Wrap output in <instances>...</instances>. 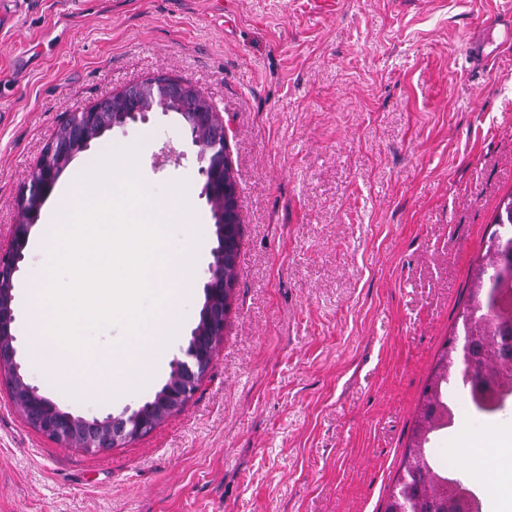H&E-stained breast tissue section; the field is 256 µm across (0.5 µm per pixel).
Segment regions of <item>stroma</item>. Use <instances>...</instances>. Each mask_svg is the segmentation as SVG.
<instances>
[{"label":"stroma","mask_w":512,"mask_h":512,"mask_svg":"<svg viewBox=\"0 0 512 512\" xmlns=\"http://www.w3.org/2000/svg\"><path fill=\"white\" fill-rule=\"evenodd\" d=\"M512 0H17L0 23V247L43 148L71 114L157 74L224 117L239 185L238 284L193 398L103 452L29 425L0 379V512H384L423 391L458 332L512 194ZM145 138L141 174L187 199L200 238L182 326L158 375L123 398H79L29 360L27 296L62 192L106 148ZM197 149L153 112L80 152L33 225L15 282L16 360L61 409H138L182 357L215 245ZM512 427L460 404L433 442Z\"/></svg>","instance_id":"1"}]
</instances>
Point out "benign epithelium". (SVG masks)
Here are the masks:
<instances>
[{"label": "benign epithelium", "mask_w": 512, "mask_h": 512, "mask_svg": "<svg viewBox=\"0 0 512 512\" xmlns=\"http://www.w3.org/2000/svg\"><path fill=\"white\" fill-rule=\"evenodd\" d=\"M151 93L166 101L175 100L187 110L184 130L193 146L198 148V160L203 163L200 173L205 179L204 196L214 207L225 210L217 213L215 225L217 245L212 249L213 262L208 267L209 277L204 284V303L200 311V328L193 336L222 337L224 334V212L237 211L238 185L226 156L228 134L224 120L214 106L204 110L194 109V100L200 94L187 82L164 76L153 77L131 84L118 96L127 100L128 112H110L113 96L98 100L83 112H75L68 119L67 134L53 139L42 152L32 171L30 182L18 198L21 218L13 226L11 243L0 250V370H9L8 388L20 387L27 392L26 405L22 408L28 422L42 434L64 444L79 439L89 450H107L127 444L140 437L145 429L141 410H124L118 415L102 419H88L61 410L49 398L39 393L20 371L16 361L17 336L15 334L14 288L24 260L32 226L38 220L42 205L53 190L59 176L74 157L87 149L91 142L114 128H124L131 123L147 121L139 111L140 99ZM204 361L191 350H185V359L172 364L175 375L183 378L186 389L168 386L156 400L177 409L194 395L193 389L203 380Z\"/></svg>", "instance_id": "1"}]
</instances>
